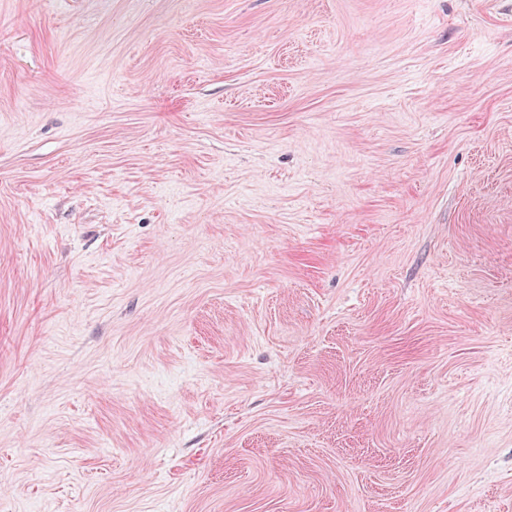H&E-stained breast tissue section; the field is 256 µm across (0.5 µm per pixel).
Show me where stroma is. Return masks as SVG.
Masks as SVG:
<instances>
[{
  "label": "stroma",
  "instance_id": "obj_1",
  "mask_svg": "<svg viewBox=\"0 0 512 512\" xmlns=\"http://www.w3.org/2000/svg\"><path fill=\"white\" fill-rule=\"evenodd\" d=\"M0 512H512V0H0Z\"/></svg>",
  "mask_w": 512,
  "mask_h": 512
}]
</instances>
